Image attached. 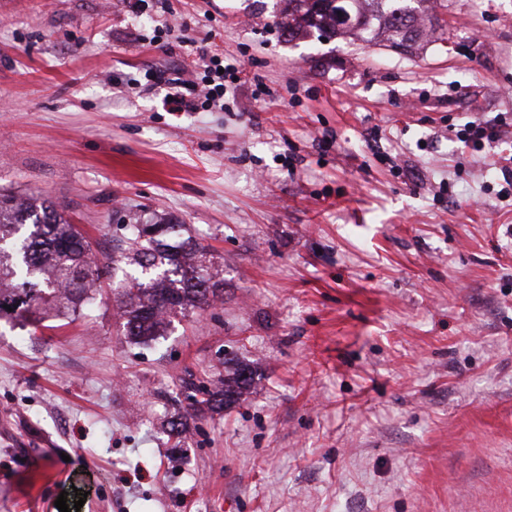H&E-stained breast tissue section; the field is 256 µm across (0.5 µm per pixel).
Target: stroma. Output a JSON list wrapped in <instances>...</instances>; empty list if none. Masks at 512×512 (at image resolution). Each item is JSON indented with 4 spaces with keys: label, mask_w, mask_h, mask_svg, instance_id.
<instances>
[{
    "label": "stroma",
    "mask_w": 512,
    "mask_h": 512,
    "mask_svg": "<svg viewBox=\"0 0 512 512\" xmlns=\"http://www.w3.org/2000/svg\"><path fill=\"white\" fill-rule=\"evenodd\" d=\"M285 0H0V189L117 255L128 216L208 246L224 297L126 338L101 279L67 325L0 322V512H512V0H424L401 49L294 40ZM224 105L172 112L198 52ZM249 365L169 435L191 381ZM502 125L503 121L491 124L474 120L457 131V138L465 144H470L476 151H483L487 147L492 149L500 144ZM219 383L221 385L214 388L197 386L195 383L186 384V389L189 390L186 398L194 401L192 403L194 407L204 405L214 412L223 411L224 406L238 401L244 393L249 391L252 372L247 366L237 364ZM198 394L203 395L201 400H197Z\"/></svg>",
    "instance_id": "stroma-1"
}]
</instances>
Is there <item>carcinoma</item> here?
I'll return each mask as SVG.
<instances>
[{
  "label": "carcinoma",
  "mask_w": 512,
  "mask_h": 512,
  "mask_svg": "<svg viewBox=\"0 0 512 512\" xmlns=\"http://www.w3.org/2000/svg\"><path fill=\"white\" fill-rule=\"evenodd\" d=\"M376 26L395 32L401 44L421 33L410 0H288L283 21L291 38L313 31L340 36L352 28L362 39ZM170 229L172 225L160 221L126 226L122 258L150 275L147 282L135 277L119 283L123 328L130 339L162 337L171 313L202 309L224 296V278L215 271L208 248L192 239L172 244ZM107 267L55 203L0 193V321L37 324L76 313ZM251 383V370L236 365L217 387L187 384L186 398L196 407L219 412L238 401Z\"/></svg>",
  "instance_id": "1"
}]
</instances>
